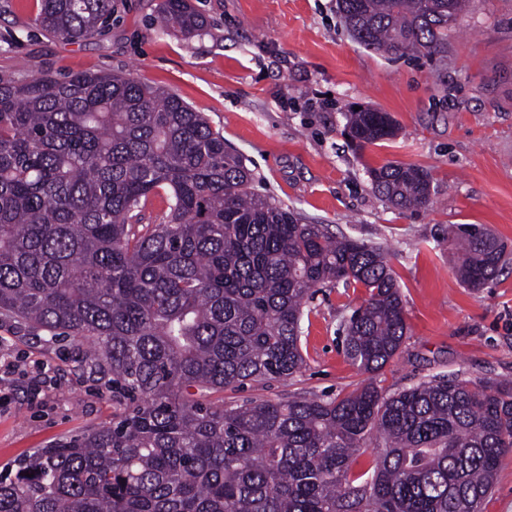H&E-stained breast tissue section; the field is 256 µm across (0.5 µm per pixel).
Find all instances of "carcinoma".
I'll list each match as a JSON object with an SVG mask.
<instances>
[{
	"mask_svg": "<svg viewBox=\"0 0 512 512\" xmlns=\"http://www.w3.org/2000/svg\"><path fill=\"white\" fill-rule=\"evenodd\" d=\"M117 0H40L42 30L82 39ZM475 0H336L359 45L392 58L448 52ZM162 28L206 31L192 0H160ZM391 115L346 113L358 146L396 136ZM373 190L431 204L429 172L386 164ZM247 159L175 93L119 74L0 78V318L88 346L112 379V423L40 448L0 475V512H481L512 450V380L445 376L385 394L213 402L300 372L304 300L336 283L369 292L346 357L375 373L407 335L383 251L303 224L256 188ZM169 213L142 223L150 195ZM462 284L498 278L505 246L450 224ZM375 453L371 472L354 456ZM30 476H25V473Z\"/></svg>",
	"mask_w": 512,
	"mask_h": 512,
	"instance_id": "1",
	"label": "carcinoma"
}]
</instances>
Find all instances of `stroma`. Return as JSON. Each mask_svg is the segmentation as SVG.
I'll list each match as a JSON object with an SVG mask.
<instances>
[{
  "label": "stroma",
  "mask_w": 512,
  "mask_h": 512,
  "mask_svg": "<svg viewBox=\"0 0 512 512\" xmlns=\"http://www.w3.org/2000/svg\"><path fill=\"white\" fill-rule=\"evenodd\" d=\"M159 2L120 0L108 28L69 40L36 26L39 0H0V77L122 73L176 93L247 158L260 192L305 223L384 248L405 311L400 355L371 376L343 348L342 322L366 289H319L303 305L302 370L225 388V404L328 400L370 380L387 395L434 375L512 380V0H479L435 60L359 46L336 0H193L209 22L195 37L159 30ZM357 106L390 113L396 136L354 148L342 129ZM388 162L430 172L429 208L402 211L374 192L368 170ZM452 224L486 225L506 244L491 287L459 281ZM83 356L74 340L0 320V470L111 422L112 399Z\"/></svg>",
  "instance_id": "35a3bbf8"
}]
</instances>
